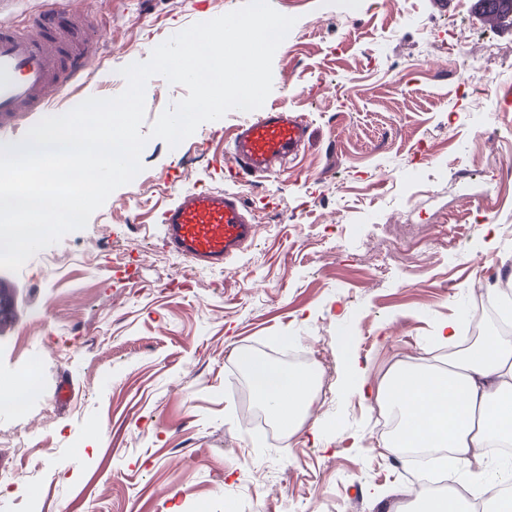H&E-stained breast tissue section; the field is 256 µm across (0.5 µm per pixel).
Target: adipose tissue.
Instances as JSON below:
<instances>
[{
    "instance_id": "ef3b65f1",
    "label": "adipose tissue",
    "mask_w": 512,
    "mask_h": 512,
    "mask_svg": "<svg viewBox=\"0 0 512 512\" xmlns=\"http://www.w3.org/2000/svg\"><path fill=\"white\" fill-rule=\"evenodd\" d=\"M346 371L352 389L398 417L390 447L447 448L469 470L482 467V449L512 441V336H487L441 366H398L384 385H373L358 363ZM248 377L271 418L300 430L315 399L312 373L254 359Z\"/></svg>"
}]
</instances>
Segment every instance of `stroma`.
<instances>
[{"label":"stroma","mask_w":512,"mask_h":512,"mask_svg":"<svg viewBox=\"0 0 512 512\" xmlns=\"http://www.w3.org/2000/svg\"><path fill=\"white\" fill-rule=\"evenodd\" d=\"M16 17L59 4L102 28L100 65L46 113L123 92L128 57L244 0H14ZM475 0H271L295 17L273 59L265 109L301 115L302 152L238 179L225 149L250 116L229 111L177 147L149 139L142 171L87 226L4 271L16 316L0 332V383L33 368L27 412L0 407V476L13 512H395L414 494L407 459L387 452L377 411L348 389L355 360L373 382L398 363L435 365L454 320L466 336L490 301L512 308V30L485 25ZM467 37L448 49V22ZM495 52H488L487 43ZM489 95L475 102L469 88ZM187 94L146 86L148 133ZM237 190L257 232L224 269L190 264L170 287L176 254L159 215L177 193ZM280 214L265 223L267 214ZM386 226L411 272L378 278L351 242ZM295 354L325 366L303 429L268 436L243 401L245 356ZM22 432L27 451L15 446Z\"/></svg>","instance_id":"35a3bbf8"}]
</instances>
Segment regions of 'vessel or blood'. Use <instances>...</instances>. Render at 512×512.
<instances>
[{
    "mask_svg": "<svg viewBox=\"0 0 512 512\" xmlns=\"http://www.w3.org/2000/svg\"><path fill=\"white\" fill-rule=\"evenodd\" d=\"M79 24L52 7L20 23L0 16V133L20 116L46 111L98 62L95 48L79 49ZM307 126L294 113L269 110L239 126L230 143L235 168L263 175L296 157ZM163 239L174 252L205 268H220L253 240L256 226L234 191L190 190L162 214Z\"/></svg>",
    "mask_w": 512,
    "mask_h": 512,
    "instance_id": "b4317fda",
    "label": "vessel or blood"
}]
</instances>
